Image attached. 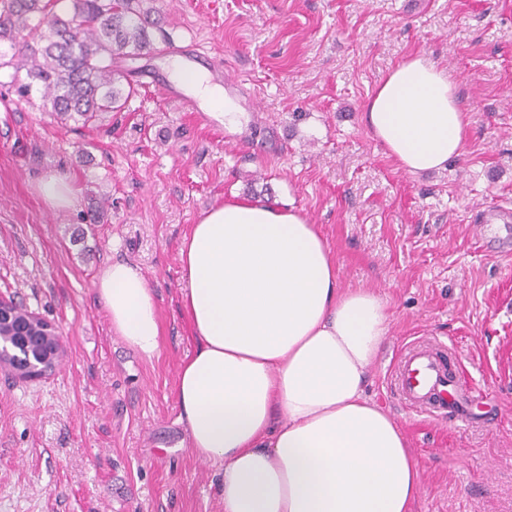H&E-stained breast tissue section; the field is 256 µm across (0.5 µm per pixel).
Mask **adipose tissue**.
<instances>
[{"mask_svg":"<svg viewBox=\"0 0 512 512\" xmlns=\"http://www.w3.org/2000/svg\"><path fill=\"white\" fill-rule=\"evenodd\" d=\"M171 72L236 123L204 72ZM362 120L411 174L460 155L469 125L455 82L420 55L376 87ZM180 280L196 349L178 373V418L194 455L223 477V512H411L418 465L364 392L390 333L387 306L372 289L341 287L316 225L290 206L211 207L182 242ZM94 287L113 331L157 356L161 324L142 272L114 262Z\"/></svg>","mask_w":512,"mask_h":512,"instance_id":"ef3b65f1","label":"adipose tissue"}]
</instances>
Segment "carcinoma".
<instances>
[{"instance_id": "carcinoma-1", "label": "carcinoma", "mask_w": 512, "mask_h": 512, "mask_svg": "<svg viewBox=\"0 0 512 512\" xmlns=\"http://www.w3.org/2000/svg\"><path fill=\"white\" fill-rule=\"evenodd\" d=\"M149 0H0V70L18 97L38 92L55 119L84 126L134 94L116 62L151 47Z\"/></svg>"}]
</instances>
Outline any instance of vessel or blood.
Segmentation results:
<instances>
[{
    "label": "vessel or blood",
    "instance_id": "1",
    "mask_svg": "<svg viewBox=\"0 0 512 512\" xmlns=\"http://www.w3.org/2000/svg\"><path fill=\"white\" fill-rule=\"evenodd\" d=\"M390 385L402 406L441 420L461 419L463 401L474 396L464 376L450 375L444 345L431 339L399 355Z\"/></svg>",
    "mask_w": 512,
    "mask_h": 512
}]
</instances>
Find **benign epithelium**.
<instances>
[{
    "label": "benign epithelium",
    "mask_w": 512,
    "mask_h": 512,
    "mask_svg": "<svg viewBox=\"0 0 512 512\" xmlns=\"http://www.w3.org/2000/svg\"><path fill=\"white\" fill-rule=\"evenodd\" d=\"M18 309L12 299L0 296V339L7 338L11 347L6 353L13 358L9 370L22 381L40 380L56 370L65 350L55 324L33 312L19 320Z\"/></svg>",
    "instance_id": "benign-epithelium-1"
}]
</instances>
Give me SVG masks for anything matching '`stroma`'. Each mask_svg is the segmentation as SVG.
Returning <instances> with one entry per match:
<instances>
[{
	"label": "stroma",
	"instance_id": "1",
	"mask_svg": "<svg viewBox=\"0 0 512 512\" xmlns=\"http://www.w3.org/2000/svg\"><path fill=\"white\" fill-rule=\"evenodd\" d=\"M151 49L124 62L136 93L100 123L58 124L0 86V294L55 323L48 379L0 370V512H222L214 468L180 447L175 388L196 342L180 306V243L203 210L283 201L317 224L345 288L387 304L390 338L368 397L401 426L420 469L413 512H512V254L481 247L485 212L512 213V0H156ZM200 42L263 117L210 127L143 86L165 46ZM421 55L470 114L441 170L398 168L361 121L369 94ZM78 201L48 210L40 174ZM137 266L161 322L147 360L112 329L94 281ZM444 343L480 393L472 422L405 410L389 376L421 338Z\"/></svg>",
	"mask_w": 512,
	"mask_h": 512
}]
</instances>
